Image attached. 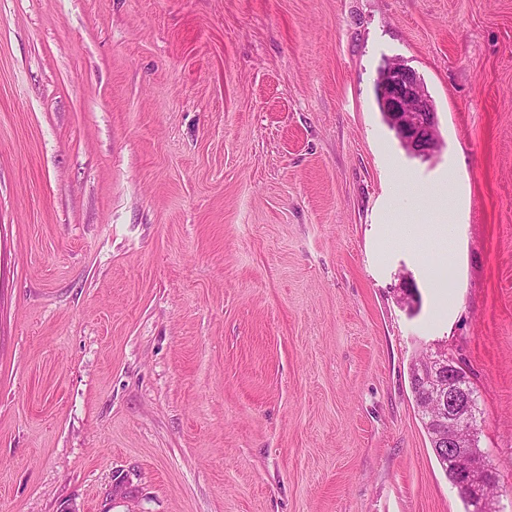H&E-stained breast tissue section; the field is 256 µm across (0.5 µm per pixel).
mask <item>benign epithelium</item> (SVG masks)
I'll return each instance as SVG.
<instances>
[{
	"label": "benign epithelium",
	"instance_id": "1",
	"mask_svg": "<svg viewBox=\"0 0 512 512\" xmlns=\"http://www.w3.org/2000/svg\"><path fill=\"white\" fill-rule=\"evenodd\" d=\"M381 109L402 146L415 156H431L439 141L436 110L423 79L402 63L390 62L378 80ZM462 368L437 349L410 369V382L416 389L415 402H434L441 415L430 414L432 450L439 461L463 480L469 500L481 507L496 508L497 500L488 494L497 483L488 460L473 448L474 401L462 386Z\"/></svg>",
	"mask_w": 512,
	"mask_h": 512
}]
</instances>
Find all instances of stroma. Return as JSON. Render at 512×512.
<instances>
[{"mask_svg": "<svg viewBox=\"0 0 512 512\" xmlns=\"http://www.w3.org/2000/svg\"><path fill=\"white\" fill-rule=\"evenodd\" d=\"M439 347L512 512V0H0V512H465ZM381 109L402 146L415 156H431L439 141L436 110L423 79L403 63L390 62L378 80ZM463 373L447 351L436 349L410 369V382L415 386L416 396L413 395L421 410L428 401L442 410L440 417L436 413L428 414L433 427L431 447L436 458L461 476L472 504L487 505L494 511L497 500L491 498L488 491L498 480L488 460L470 445L476 432L472 420L474 401L461 384ZM444 471L457 488L467 512H472V506L459 488L461 480L453 472Z\"/></svg>", "mask_w": 512, "mask_h": 512, "instance_id": "stroma-1", "label": "stroma"}]
</instances>
